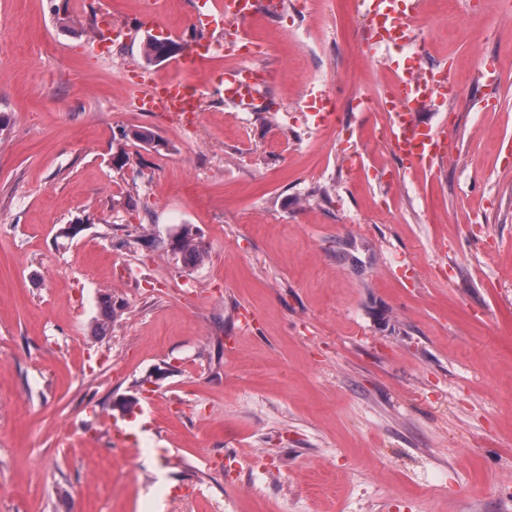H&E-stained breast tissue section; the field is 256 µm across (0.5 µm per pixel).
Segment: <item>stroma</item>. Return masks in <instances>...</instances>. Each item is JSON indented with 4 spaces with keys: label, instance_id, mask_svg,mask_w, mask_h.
<instances>
[{
    "label": "stroma",
    "instance_id": "stroma-1",
    "mask_svg": "<svg viewBox=\"0 0 512 512\" xmlns=\"http://www.w3.org/2000/svg\"><path fill=\"white\" fill-rule=\"evenodd\" d=\"M98 21L97 0H0V512H512L503 0H426L407 54L465 93L422 113L455 159L414 178L352 102L389 76L355 0L258 15L261 105L205 93L197 141L128 112L129 71L170 61L142 34L91 50ZM184 224L202 263L167 245Z\"/></svg>",
    "mask_w": 512,
    "mask_h": 512
}]
</instances>
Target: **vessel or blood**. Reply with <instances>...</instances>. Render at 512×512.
<instances>
[{
    "label": "vessel or blood",
    "instance_id": "b4317fda",
    "mask_svg": "<svg viewBox=\"0 0 512 512\" xmlns=\"http://www.w3.org/2000/svg\"><path fill=\"white\" fill-rule=\"evenodd\" d=\"M166 0H147L146 9L138 16L144 30L160 27ZM204 9L193 20L194 26L223 25L227 46L245 42L246 34L257 12L256 0H203ZM423 0H361L362 24L367 32L365 51L368 55L388 56L391 51L412 45L418 36V18ZM214 43L195 41L190 51L176 58L167 80L145 81L139 94L144 110L194 112L198 109L202 89L221 90L225 102L241 108L253 106L258 93L259 71L248 63L216 69L211 61ZM204 73L203 86L186 84L184 72ZM387 83L385 107L391 112L390 149L395 158L412 171L437 166L448 155L447 133L418 120L426 110L447 107L457 92L448 69L424 67L392 61Z\"/></svg>",
    "mask_w": 512,
    "mask_h": 512
}]
</instances>
